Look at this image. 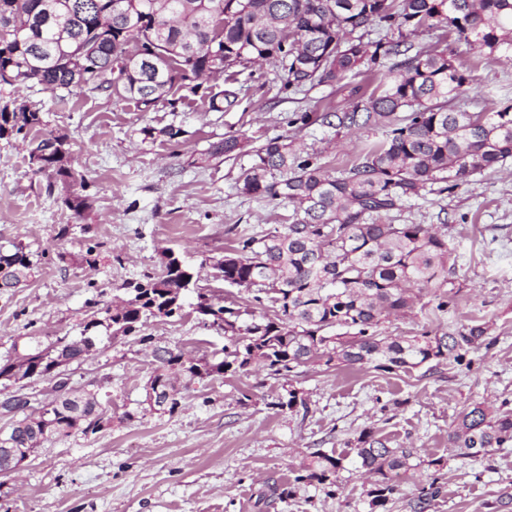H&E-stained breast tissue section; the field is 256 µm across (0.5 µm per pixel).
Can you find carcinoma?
Segmentation results:
<instances>
[{
	"label": "carcinoma",
	"mask_w": 512,
	"mask_h": 512,
	"mask_svg": "<svg viewBox=\"0 0 512 512\" xmlns=\"http://www.w3.org/2000/svg\"><path fill=\"white\" fill-rule=\"evenodd\" d=\"M452 32L456 41L491 59L512 60V0H0V85L29 83L69 95L91 92L128 99L145 107L172 91L193 94L199 80L232 66L272 61L297 91L378 74L382 90L349 108L297 118L341 129L385 131L349 167L333 173L301 155L280 136L254 150L236 183L247 196L294 207L289 224L261 237L240 235L219 264L224 283L272 303L273 315L224 305V298L196 288L195 267L170 249L160 272L127 283L122 304L85 319L80 335L45 345L35 336L14 343L0 358L3 388L25 369L29 381L50 378L56 367L80 361L82 338L138 336L151 319L182 316L189 306L202 321L224 331V357H190L180 349L139 336L152 358L145 402L170 416L182 407L195 380L265 370L289 381L296 370L324 363L371 365L388 373L430 372L452 355L457 359L485 341L470 327L432 336H389L392 316L413 310L432 294L436 310L448 307L454 267L448 234L427 224H384L422 193L451 191L467 178L512 158V105L496 112H470L460 105L471 71L439 44L417 47L412 38ZM83 42L89 78L73 83L71 57ZM168 101V100H166ZM174 104V101H168ZM41 112L25 101L0 100V140L32 137L34 171L50 173L52 194L60 187L64 205L81 216L89 208L87 185L67 162L66 137L40 136ZM242 149L236 136L214 143L205 159L230 157ZM34 254L23 245L0 249V289L27 281ZM307 408L297 390L286 389L272 407ZM48 413L47 431L34 433V412ZM0 416L11 420L9 448L24 460L36 440L96 433L105 410L91 392L71 390L58 404L20 386L0 399ZM512 445V409L479 402L467 407L448 431L451 457H485ZM363 473L372 477L371 512H390L397 477L417 468L409 448H390L370 428L356 439ZM342 458L310 453L294 482L336 485ZM439 478L419 488L413 512H428L439 496ZM291 487L267 485L259 500L286 503Z\"/></svg>",
	"instance_id": "carcinoma-1"
}]
</instances>
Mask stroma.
Masks as SVG:
<instances>
[{
  "mask_svg": "<svg viewBox=\"0 0 512 512\" xmlns=\"http://www.w3.org/2000/svg\"><path fill=\"white\" fill-rule=\"evenodd\" d=\"M461 60L478 91L468 111L512 104V64L468 52ZM379 84L369 74L341 87L295 92L267 63L240 69L232 81L204 79L198 93L180 92L176 105L146 109L102 94L62 102L38 85L0 89L42 112L43 133L67 135L69 163L84 177L92 203L75 215L59 195L46 193L48 176L34 172L25 142L0 141V247L23 244L38 262L28 282L0 293V357L20 336L77 335L95 304L111 302L125 281L154 271L167 248L199 270L204 293L249 306L250 296L224 284L215 266L238 232L260 236L283 228L293 214L288 203L237 191L250 149L285 136L338 171L382 140V131L303 129L295 120L344 108ZM218 91L230 103L214 112L208 95ZM167 126L179 128L180 137L142 134ZM229 135L243 141L245 153L203 161L209 146ZM388 221L447 225L456 275L445 311L426 303L386 322V334L480 326L484 345L427 376L370 366L301 368L291 383L308 405L304 414L273 408L280 381L253 371L195 382L181 409L162 416L142 403L151 372L143 345L134 337L113 340L67 368L75 389L111 397L110 423L95 434L50 439L20 472L0 474V512H259L255 502L265 483L295 482L317 448L344 460L335 495L295 483L293 497L273 512H369L370 485L353 450L367 427L389 447L413 449L420 462L391 512H412L410 501L433 474L426 462L436 458L448 465L431 512H512V447L484 458L448 455V430L462 410L483 401L512 406V160L454 190L425 194ZM93 244L101 253L95 269L59 259ZM143 332L196 355L224 345L223 333L192 313L148 322Z\"/></svg>",
  "mask_w": 512,
  "mask_h": 512,
  "instance_id": "35a3bbf8",
  "label": "stroma"
}]
</instances>
